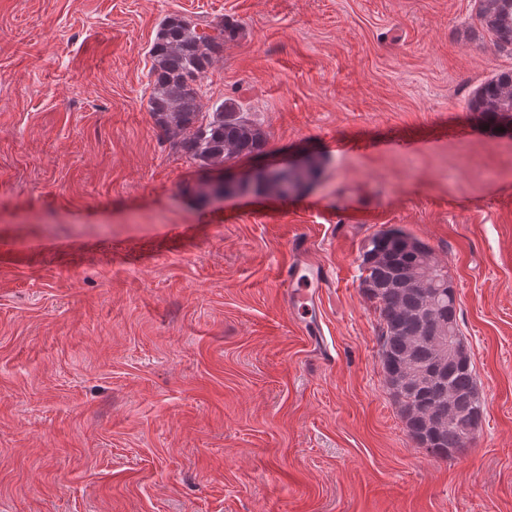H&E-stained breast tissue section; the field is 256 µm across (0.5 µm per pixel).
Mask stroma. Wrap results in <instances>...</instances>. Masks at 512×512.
<instances>
[{"label":"stroma","instance_id":"35a3bbf8","mask_svg":"<svg viewBox=\"0 0 512 512\" xmlns=\"http://www.w3.org/2000/svg\"><path fill=\"white\" fill-rule=\"evenodd\" d=\"M234 37L282 198L214 202L147 108L166 16ZM512 71L480 0H0V512H512V130L472 103ZM400 228L448 271L485 401L463 453L409 438L362 248ZM331 269L324 360L290 311L293 241ZM318 173L319 163L313 161L308 169L297 171L290 175H282L274 180L262 181L260 186L261 189L265 191H269L278 196L285 197L286 194L283 183H288L289 180L299 184L308 183L309 181L313 180L318 175Z\"/></svg>","mask_w":512,"mask_h":512}]
</instances>
